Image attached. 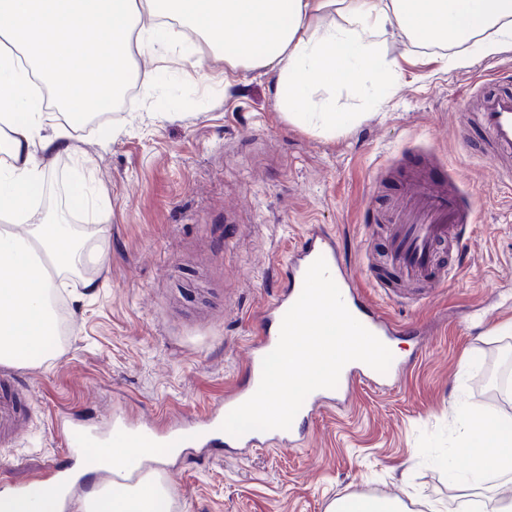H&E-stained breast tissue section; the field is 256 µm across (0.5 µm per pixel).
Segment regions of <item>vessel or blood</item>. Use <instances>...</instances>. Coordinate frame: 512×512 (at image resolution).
Masks as SVG:
<instances>
[{"mask_svg":"<svg viewBox=\"0 0 512 512\" xmlns=\"http://www.w3.org/2000/svg\"><path fill=\"white\" fill-rule=\"evenodd\" d=\"M475 120L485 131L487 144L498 161L499 178L512 183V90H504L478 97ZM476 202L466 196L451 174L440 169L437 154L431 150L415 155L408 167L400 202L388 215L386 260L397 277L390 282L377 281L376 286L386 295L395 296L417 305L433 292L447 287L448 268L440 264V251L465 238L475 222ZM324 258L349 312L378 338L385 339L397 333L398 327L385 319L378 310L369 308L360 297V290L343 259L333 234L321 228L308 229L300 246L283 263L284 288L259 313L258 336L247 348L248 382L244 387L225 393L224 397L207 408L199 417L193 432L186 433L179 426L158 431L155 424L132 426L120 421L107 429L59 426L60 438L71 450L97 445L104 446L111 439L125 434L150 440L153 445L171 448L182 445L186 437L196 438L207 447L223 442L232 454L243 455L249 449L295 447L304 439L298 426L273 429L261 436L245 434L239 437L223 434L220 426L226 415L248 400L255 392L262 374V359L277 345L282 319L301 294L308 267ZM370 366L353 361L344 366L339 382L333 389H318L310 393L298 415L306 417L317 408H336L344 404L352 387L370 379ZM24 416L11 393L0 395V444L12 442L11 434Z\"/></svg>","mask_w":512,"mask_h":512,"instance_id":"1","label":"vessel or blood"}]
</instances>
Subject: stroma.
Masks as SVG:
<instances>
[{
	"label": "stroma",
	"instance_id": "35a3bbf8",
	"mask_svg": "<svg viewBox=\"0 0 512 512\" xmlns=\"http://www.w3.org/2000/svg\"><path fill=\"white\" fill-rule=\"evenodd\" d=\"M451 46L389 45L402 77L359 93H336L346 116L336 135L289 122L261 71L225 69L203 52L199 67L143 54L150 90L95 123L77 126L75 151L59 155L38 200L67 211L84 185L94 199L70 222L104 224L87 290L72 273L59 291L58 336L12 364L27 424L1 450L0 486L47 484L70 467L55 432L62 412L100 425L113 417L190 419L247 380L246 351L260 308L283 285L281 260L307 225L335 234L368 299L402 330L407 370L386 391L360 383L343 408L320 410L295 448H258L242 459L155 451L170 489L167 512H326L355 496L402 500L409 512H474L508 490L504 477L477 489L449 483L459 441L456 411L512 417V187L471 142L480 132L454 107L472 84L512 85V52L448 70ZM433 145L465 192L477 222L446 291L420 308L386 299L363 254L384 251L374 193L377 172Z\"/></svg>",
	"mask_w": 512,
	"mask_h": 512
}]
</instances>
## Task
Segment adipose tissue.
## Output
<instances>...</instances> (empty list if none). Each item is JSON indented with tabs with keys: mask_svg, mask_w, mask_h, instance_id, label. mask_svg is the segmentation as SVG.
Segmentation results:
<instances>
[{
	"mask_svg": "<svg viewBox=\"0 0 512 512\" xmlns=\"http://www.w3.org/2000/svg\"><path fill=\"white\" fill-rule=\"evenodd\" d=\"M199 34L231 69L276 76L288 121L322 134L343 124L331 95L370 77L399 80L387 42L452 44V68L477 55L512 51V0H0V363L39 354L59 329L57 290L76 265L75 229L38 209L55 155L73 150L77 117L102 109L124 87L133 53L192 63L198 46L179 45L180 28ZM462 476L512 474V418L460 409ZM117 441L94 451L79 476L109 472L150 453ZM62 492L31 485L0 501V512H62ZM169 487L154 472L132 486L91 490L79 512H162Z\"/></svg>",
	"mask_w": 512,
	"mask_h": 512,
	"instance_id": "1",
	"label": "adipose tissue"
}]
</instances>
